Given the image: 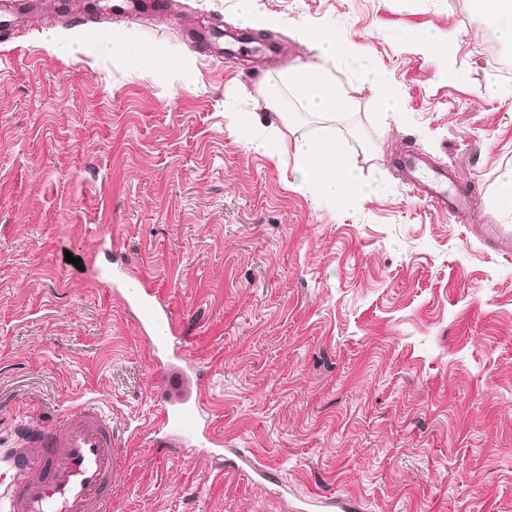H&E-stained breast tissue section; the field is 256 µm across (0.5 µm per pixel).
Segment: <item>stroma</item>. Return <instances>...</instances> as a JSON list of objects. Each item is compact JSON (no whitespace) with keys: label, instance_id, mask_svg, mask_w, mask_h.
<instances>
[{"label":"stroma","instance_id":"stroma-1","mask_svg":"<svg viewBox=\"0 0 512 512\" xmlns=\"http://www.w3.org/2000/svg\"><path fill=\"white\" fill-rule=\"evenodd\" d=\"M171 2L163 29L51 11L0 38V449L95 399L130 448L112 512H512V255L480 240L504 221L512 74L485 59V17L470 0H262L285 25L260 32L236 0ZM214 23L234 58L187 42ZM305 27L353 45L329 64L364 186L342 202L226 127L230 106L286 146L317 136L323 116L273 118L263 94L318 64ZM425 32L453 76L418 49ZM409 153L455 174L470 210H438ZM105 238L127 291L159 283L191 329L216 444L154 447L166 385L147 341L65 260ZM418 47L437 58L440 64L441 76L448 77L453 74V63L450 57H448V46L446 43L440 42L430 33H424L418 39Z\"/></svg>","mask_w":512,"mask_h":512}]
</instances>
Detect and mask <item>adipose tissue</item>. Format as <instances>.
<instances>
[{
  "label": "adipose tissue",
  "mask_w": 512,
  "mask_h": 512,
  "mask_svg": "<svg viewBox=\"0 0 512 512\" xmlns=\"http://www.w3.org/2000/svg\"><path fill=\"white\" fill-rule=\"evenodd\" d=\"M287 79L299 107L305 111L333 115L349 102L347 94L337 90L325 66L293 69ZM226 119L228 129L247 136L255 151L273 158L293 154L294 178L300 187L316 188L340 200L362 193V185L349 172L336 148L335 126H324L318 137L300 140L289 148L279 141L275 128L258 132L254 113L230 112Z\"/></svg>",
  "instance_id": "1"
}]
</instances>
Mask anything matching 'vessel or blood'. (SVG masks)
I'll list each match as a JSON object with an SVG mask.
<instances>
[{
    "mask_svg": "<svg viewBox=\"0 0 512 512\" xmlns=\"http://www.w3.org/2000/svg\"><path fill=\"white\" fill-rule=\"evenodd\" d=\"M41 8L40 0H0V33L11 35L29 26ZM128 13L150 14L165 25L169 0H130ZM222 31L215 26L190 37L194 48L204 53L221 51ZM486 245L494 250L512 249V227L491 224ZM142 333H149L158 319L168 325L169 343L153 347L152 359L166 376L194 379L204 387V376L195 375L187 350L185 328L173 304L160 286L145 283L137 300L126 303ZM156 423L164 432L158 444L173 445L185 437H209L203 421V405L192 391L162 401ZM11 480L0 492V512H112V484L129 464L126 443L104 414L98 401L82 403L76 413L48 423L29 424L27 435L6 459Z\"/></svg>",
    "mask_w": 512,
    "mask_h": 512,
    "instance_id": "1",
    "label": "vessel or blood"
}]
</instances>
